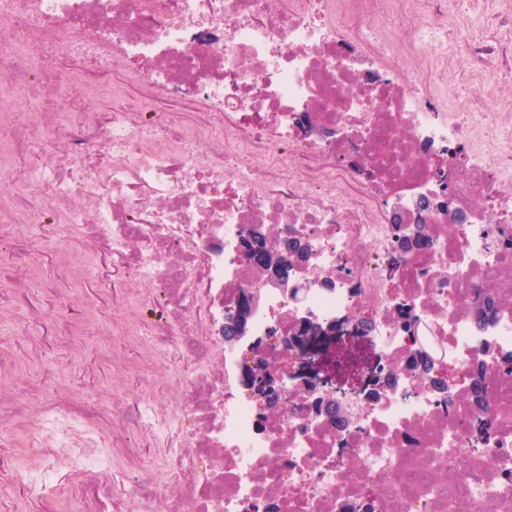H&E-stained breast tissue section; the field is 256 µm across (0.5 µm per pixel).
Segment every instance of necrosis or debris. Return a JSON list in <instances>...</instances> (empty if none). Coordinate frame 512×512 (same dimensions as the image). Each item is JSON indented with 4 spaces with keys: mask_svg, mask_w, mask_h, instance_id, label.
Here are the masks:
<instances>
[{
    "mask_svg": "<svg viewBox=\"0 0 512 512\" xmlns=\"http://www.w3.org/2000/svg\"><path fill=\"white\" fill-rule=\"evenodd\" d=\"M384 0H0V85L71 118V148L20 140L35 155L21 175L0 161V197L16 182L61 204L60 224H83L112 265L116 288L145 286V303L177 313L156 346L190 366L181 400L145 397L118 416L79 403L0 409V458L20 434L31 452L0 468L52 512H485L512 505V213L497 209L494 160L462 164L456 141L500 138L498 112L436 111L424 89L381 66L406 46L429 58L454 34L448 14L401 23L389 37ZM81 84H74L75 74ZM113 75L111 111L84 105L97 77ZM134 83L147 96L128 101ZM191 95L204 121L172 126L152 94ZM333 139L304 135L298 116ZM224 149L215 152L214 137ZM420 218L425 245L400 247V216ZM271 246L295 240L305 265L288 279L322 275L330 287L289 301L246 257L244 232ZM249 335L224 336L244 293ZM496 301L492 320L475 301ZM381 368L423 348L449 354L452 392L434 369L401 374L359 419L316 416L285 378L271 405L255 398L256 366L290 350L325 347L299 322L358 315ZM482 373L480 405L470 402ZM484 428L483 460L447 474L467 455L471 424ZM151 439L148 481L129 433Z\"/></svg>",
    "mask_w": 512,
    "mask_h": 512,
    "instance_id": "necrosis-or-debris-1",
    "label": "necrosis or debris"
}]
</instances>
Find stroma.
Segmentation results:
<instances>
[{
    "mask_svg": "<svg viewBox=\"0 0 512 512\" xmlns=\"http://www.w3.org/2000/svg\"><path fill=\"white\" fill-rule=\"evenodd\" d=\"M447 5L470 43L496 45L497 53L479 60L452 43L442 60L425 59L416 51L402 53L398 70L409 79L426 71L453 83L457 94L440 101L441 111L512 114V0H447ZM490 15L499 18V25L487 26ZM84 231V226L71 225L61 233V247L75 272L70 280L57 277L54 253L32 249L22 258L28 275H19L16 246L0 240V352L14 361L13 370L0 377V403L26 398L47 404L68 395L93 411L105 395L109 413L117 416L133 399L172 400L179 395L180 363H156L147 357L148 346L156 343L163 327L161 314L144 310L137 336L115 335V326L123 323L136 296L124 288L101 287L106 266ZM71 302L94 309L80 321V336L73 344L63 317ZM335 344L353 362L338 371L326 364L323 372L332 374L341 389L361 386L378 362L369 338L353 334L337 338ZM116 359L126 365L125 374L113 375Z\"/></svg>",
    "mask_w": 512,
    "mask_h": 512,
    "instance_id": "stroma-1",
    "label": "stroma"
}]
</instances>
